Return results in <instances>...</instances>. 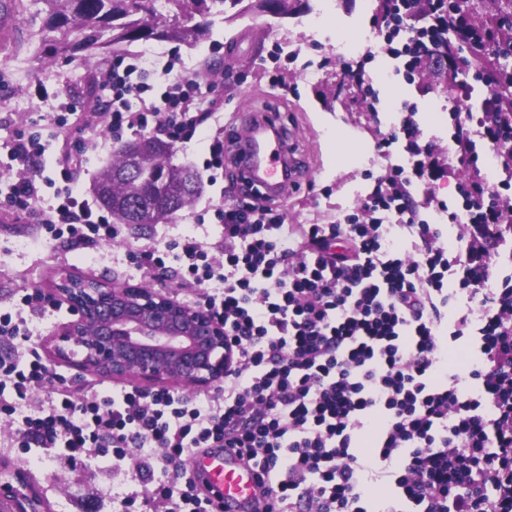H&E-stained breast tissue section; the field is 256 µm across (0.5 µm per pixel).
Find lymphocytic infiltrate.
<instances>
[{"label":"lymphocytic infiltrate","mask_w":512,"mask_h":512,"mask_svg":"<svg viewBox=\"0 0 512 512\" xmlns=\"http://www.w3.org/2000/svg\"><path fill=\"white\" fill-rule=\"evenodd\" d=\"M375 27L401 40L397 54L410 72L439 48L433 33L445 28L458 46L512 56L491 28L448 23L441 0L409 12L386 0ZM101 81L112 91L103 119L118 137L182 145L220 108L171 57L114 62ZM454 117L460 164L476 166L482 147L500 161L497 184L476 180L458 192L477 238L502 243L512 223L503 201L512 189V113L490 91L478 110ZM399 142L407 165L390 166L387 188L342 223L290 224L270 206L233 199L213 211L221 259L191 233L129 251L157 287L174 277L191 303L223 320L237 366L202 399L133 387L78 395L37 355L0 357V416L16 423L15 447L57 448L72 461L91 450L116 467L137 451L143 489L119 499L117 512L152 500L167 512H209L177 467L194 448L234 451L275 485L278 506L263 512H372L376 484L392 491L380 512H512V273H501L477 239L445 246L409 192L445 170L412 118L378 146ZM43 155L37 137L17 136L10 157L20 173L0 191V211L35 214L54 240L117 239L119 226L79 193L69 158L50 169ZM39 300L26 293L14 312L0 313V342L31 339L26 314ZM463 338L477 358L464 374L447 373L449 347ZM465 378L471 390L461 388ZM42 389L46 399L34 401Z\"/></svg>","instance_id":"lymphocytic-infiltrate-1"}]
</instances>
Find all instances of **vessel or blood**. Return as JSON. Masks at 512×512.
I'll return each instance as SVG.
<instances>
[{
    "instance_id": "obj_1",
    "label": "vessel or blood",
    "mask_w": 512,
    "mask_h": 512,
    "mask_svg": "<svg viewBox=\"0 0 512 512\" xmlns=\"http://www.w3.org/2000/svg\"><path fill=\"white\" fill-rule=\"evenodd\" d=\"M13 16L12 0H0L1 44H9L15 38ZM238 139L239 166L245 185L264 189L270 203L283 202L299 190L295 171L297 149L274 114H253ZM192 467L209 477L216 503L226 512H242L258 488L257 475L251 468L220 451L193 456Z\"/></svg>"
}]
</instances>
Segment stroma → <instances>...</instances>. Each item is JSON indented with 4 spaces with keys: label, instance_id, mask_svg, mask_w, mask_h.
Listing matches in <instances>:
<instances>
[{
    "label": "stroma",
    "instance_id": "obj_1",
    "mask_svg": "<svg viewBox=\"0 0 512 512\" xmlns=\"http://www.w3.org/2000/svg\"><path fill=\"white\" fill-rule=\"evenodd\" d=\"M363 2L308 0L307 8L288 18L260 14L227 22L214 16L206 35L194 45L160 43L159 54L181 58L185 73L223 104L200 136L176 148L173 161L201 170L210 137L224 134L222 188L204 186L192 205L172 221L122 225L117 245L98 243L83 248L64 238L50 241L35 219L0 213V312L11 310L23 289L48 294L52 274L59 267L106 282L136 283L142 275L127 262L126 251L183 233L195 234L209 247H216L221 234L205 214L221 204V189L240 183L231 160L235 145L228 132L242 125L246 114L254 110L277 113L298 148L302 189L280 207L288 223L331 224L342 219L373 191L387 162H405L403 144H394L387 159L378 151L377 142L403 120L406 103L417 107L414 119L423 141L432 142L439 161L451 165L447 177L432 187L435 198L460 206L458 182L492 177L486 160H479L477 169L471 171L455 156L449 103L457 85L471 75H451L443 60L436 58L413 80H405L402 59L393 57L381 42L363 63L365 74L375 78L378 96L377 103L368 104L363 86L344 75L351 55L336 49L337 25H345L356 35L369 29L375 12ZM23 3V11L16 15L18 42L0 46V181L16 174L9 155L13 140L35 127L42 135L46 158L69 147L82 165L79 186L84 194H91L96 175L113 162L122 145L105 122L91 114L95 100L105 101L110 95L101 84L100 71L112 61L145 54V45L139 42L125 50H98L89 55L56 51L55 35L46 27L40 0ZM466 11L473 26H495L500 36L512 32V7L501 0H468ZM63 102L90 113L85 130L57 124ZM333 130L351 143V163L337 164L329 138ZM88 137L98 141L97 155H81L79 145ZM29 319L30 349L63 375L73 391L112 388L111 379L82 373L74 363L54 357L46 341L58 327L57 319L39 313L30 314ZM13 433V425L0 421V489H8L11 495L28 487L49 512H113V496L134 488L129 477L113 475L108 463L93 457L74 464L53 448H35L19 455L11 446Z\"/></svg>",
    "mask_w": 512,
    "mask_h": 512
}]
</instances>
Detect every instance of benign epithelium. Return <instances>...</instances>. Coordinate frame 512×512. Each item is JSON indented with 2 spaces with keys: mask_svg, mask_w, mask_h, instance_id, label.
Returning <instances> with one entry per match:
<instances>
[{
  "mask_svg": "<svg viewBox=\"0 0 512 512\" xmlns=\"http://www.w3.org/2000/svg\"><path fill=\"white\" fill-rule=\"evenodd\" d=\"M53 288L74 316L58 330L53 353L80 356L86 372L148 391H203L223 382L237 361L224 322L145 283L108 285L63 268Z\"/></svg>",
  "mask_w": 512,
  "mask_h": 512,
  "instance_id": "1",
  "label": "benign epithelium"
}]
</instances>
